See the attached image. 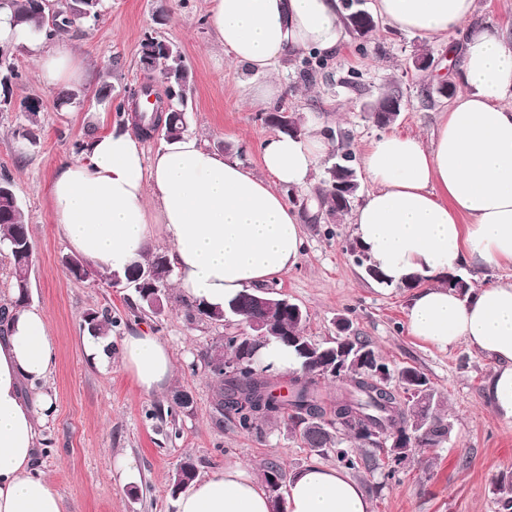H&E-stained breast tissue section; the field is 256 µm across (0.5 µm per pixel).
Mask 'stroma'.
I'll list each match as a JSON object with an SVG mask.
<instances>
[{
  "label": "stroma",
  "instance_id": "stroma-1",
  "mask_svg": "<svg viewBox=\"0 0 512 512\" xmlns=\"http://www.w3.org/2000/svg\"><path fill=\"white\" fill-rule=\"evenodd\" d=\"M209 10L210 0H102L98 18L65 34L85 58L90 76L81 100L62 108L56 105L57 90L39 82L28 50L4 48L22 74L13 86L14 98L44 103L32 144L16 133L18 113L0 111V174L10 175L27 216L33 245L30 303L44 312L56 346L55 365L43 383L55 410L40 428L38 462L61 497L63 512H176L171 478L185 458L202 476L229 461L258 476L272 462L287 477L312 462L336 463L334 453L305 448L299 427L283 417L263 422L258 435L240 430L229 417L223 427L215 426L213 384L191 365L201 349L244 327L232 320L190 323L176 288H168L161 313L142 312L128 326L132 332L151 331L168 345L175 371L161 392L146 395L136 388L121 363V334L111 336L108 365L93 362L84 347L89 312L108 307L123 316L137 298L132 289L108 279L81 281L65 272L62 260L70 249L52 220L51 182L61 163L73 160L74 141L108 131L115 121L112 110L103 123L89 113L99 89L109 86L118 101L143 82L139 58L145 36L172 43L184 57L193 88L187 134L217 151L236 150L257 171L258 146L276 133L261 111L249 107L243 86L253 76L216 42ZM420 53L431 55L433 68L410 71L413 56ZM461 59L450 42H429L383 23L366 51L351 41L336 50L328 72L313 85L303 84L291 64L279 66L275 77L284 93L278 103L301 121L330 122L359 155L381 133L363 108L379 87L395 88L402 96L393 130L428 138L450 102L443 99L432 107L426 94L455 81ZM353 71L361 90L344 83ZM294 203L307 215L305 251L274 289L306 312L305 335L329 341L338 336L339 321H347L349 335L367 339L390 369L413 366L424 372L451 424L449 437L438 447L411 449L399 464L384 457L379 468L352 471L371 499L372 512H500L495 486L501 475L512 473V419L496 412L488 394L494 360L463 344L441 350L411 336L405 327L410 290L386 288L366 277L350 251L355 242L350 216L331 215L309 194H295ZM178 390L191 395L192 410L152 417V410L167 405Z\"/></svg>",
  "mask_w": 512,
  "mask_h": 512
}]
</instances>
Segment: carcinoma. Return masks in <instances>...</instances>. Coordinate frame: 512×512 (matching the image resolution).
<instances>
[{
	"instance_id": "cac0c4a2",
	"label": "carcinoma",
	"mask_w": 512,
	"mask_h": 512,
	"mask_svg": "<svg viewBox=\"0 0 512 512\" xmlns=\"http://www.w3.org/2000/svg\"><path fill=\"white\" fill-rule=\"evenodd\" d=\"M11 11L13 21L18 24L33 22L56 37L80 25L88 19L99 16L101 0H71L69 4L58 5L54 16H49L42 0H3ZM358 19L370 23L375 16L362 8L361 0H348L346 19ZM157 38L148 36L141 43L140 63L149 73L155 71L169 79L173 91L166 93L168 112L171 120L165 122L166 139L174 140L186 131V106L192 93L188 69L181 53L171 45L156 46ZM301 78L312 82L325 72L329 59L318 53L308 52L296 60ZM400 100L396 90H380L371 103L380 105L378 126L383 128L396 121L392 104ZM13 108L24 114L28 125L22 128L21 136L36 138L39 114L43 105L33 97L12 100L9 95L0 99V107ZM337 161L327 168L326 176L319 191L321 204L332 214L343 215L352 207L359 186L356 185L355 155L342 148L338 149ZM0 248L7 251L13 264L12 288L14 305L28 303L31 284L32 243L23 206L16 194L0 191ZM153 269L154 278L160 286V297H165L168 278L171 274L169 258L156 254L143 265H137L121 275V279L137 294L139 307H149L147 296L152 288L147 284L145 273ZM188 321L210 322L234 318L245 326L253 322H263L278 329L275 340L293 350L299 360L300 369L291 379L288 399L283 401L275 414H246L239 407L240 400L252 403L260 409L262 402H270L276 385L263 375L265 369L254 367L244 369L235 376H213V409L216 424L223 423L224 414L232 416L236 425L243 431L261 433L260 422L288 415V419L301 427L300 436L306 447L315 452L327 448L334 449L336 461L347 469L358 467L357 457L343 447L344 439L349 438L362 446L387 448L391 438L402 437L410 428L419 432L415 441L418 447L434 448L442 444L450 434L451 426L439 415L442 406L441 396L432 389L428 378L415 368L404 367L398 372V380L403 390L412 386L424 393V398L411 409L401 407L399 394L388 382H381L362 366L355 365L344 373L348 384L336 391L328 400L320 392L317 379L321 378V368L328 362L332 351L342 348L364 349L369 342L360 337L338 336L334 340L316 343L304 334L307 315H297L288 308H272L259 303L255 294L245 293L229 303L222 310H211L200 304L189 305ZM89 328L103 336L112 335V330L123 323V318L112 315V310L93 311L87 317ZM248 346V337L228 335L224 337V351L230 357L240 360ZM184 392L177 391L172 396L167 409L158 406L153 416H171L187 409L183 400ZM407 448H387V457L396 453L408 454ZM198 476L197 466L190 458L178 464L173 474V493L185 489ZM268 491L280 494L282 471L275 463H269L264 473ZM496 491L502 508L512 512V475H501L496 483Z\"/></svg>"
}]
</instances>
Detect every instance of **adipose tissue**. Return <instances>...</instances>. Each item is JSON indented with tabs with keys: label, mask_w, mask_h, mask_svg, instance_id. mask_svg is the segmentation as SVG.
Listing matches in <instances>:
<instances>
[{
	"label": "adipose tissue",
	"mask_w": 512,
	"mask_h": 512,
	"mask_svg": "<svg viewBox=\"0 0 512 512\" xmlns=\"http://www.w3.org/2000/svg\"><path fill=\"white\" fill-rule=\"evenodd\" d=\"M374 8L389 25L426 40H460L462 89L429 142L384 133L361 154L374 188L353 212V235L393 282L428 278L409 301V333L442 350L462 342L493 359L489 393L510 419L512 277L464 295L443 278L512 266V45L495 26H470L474 0H376ZM208 21L232 60L262 76L248 94L254 107L282 94L269 78L278 61L308 50L330 54L348 38L341 0H211ZM0 43L24 45L46 87L72 89L88 79L68 42L12 25L1 8ZM330 146L317 120L303 134L272 136L259 146V176L237 153L210 150L190 135L146 156L139 138L116 125L56 170L53 221L76 254L119 274L144 262L162 232L173 247L177 288L221 308L298 265L303 216L287 193L312 191ZM10 315L0 338V512H63L36 462L38 428L53 411L52 396L37 384L55 363V345L42 312L24 305ZM121 360L145 394L162 389L174 371L167 344L144 331L123 338ZM26 382L37 387L33 398L21 391ZM283 508L371 512V501L343 470L314 462L291 475ZM272 509L265 487L235 462L176 500V512Z\"/></svg>",
	"instance_id": "obj_1"
}]
</instances>
